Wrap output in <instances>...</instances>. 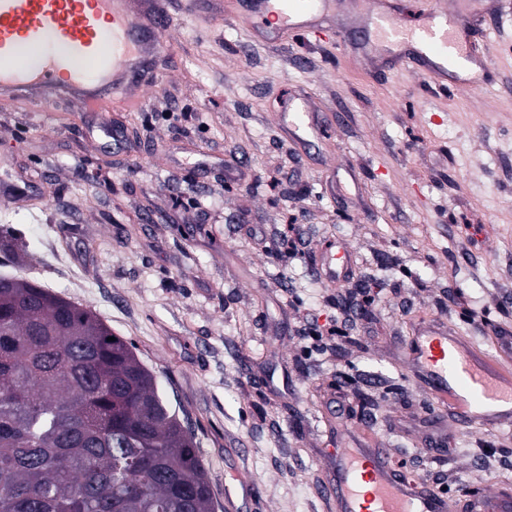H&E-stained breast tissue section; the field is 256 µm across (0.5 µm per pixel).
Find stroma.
Instances as JSON below:
<instances>
[{"label":"stroma","instance_id":"1","mask_svg":"<svg viewBox=\"0 0 512 512\" xmlns=\"http://www.w3.org/2000/svg\"><path fill=\"white\" fill-rule=\"evenodd\" d=\"M466 2L485 18L479 90L437 92L421 70L353 54L354 31L270 44L212 0L190 14L167 0L147 109L103 114L61 97L48 117L0 99V182L26 190L0 197V271L133 343L194 434L216 505L244 472L254 489L241 512H327L323 452L343 416L365 415L393 461L416 462L439 418L399 354L403 298L482 344L512 329V0ZM300 99L324 125L308 145L277 123ZM105 119L118 139L100 132ZM238 157L241 186L224 180ZM292 220L313 250L288 260L276 249ZM330 240L376 296L357 324L360 355L297 333L336 318L315 268ZM391 245L412 278L383 262ZM359 388L377 397L362 413ZM451 432L425 460L449 497L512 486V468L473 466L512 456V425Z\"/></svg>","mask_w":512,"mask_h":512}]
</instances>
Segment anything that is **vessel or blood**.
Instances as JSON below:
<instances>
[{"instance_id":"b4317fda","label":"vessel or blood","mask_w":512,"mask_h":512,"mask_svg":"<svg viewBox=\"0 0 512 512\" xmlns=\"http://www.w3.org/2000/svg\"><path fill=\"white\" fill-rule=\"evenodd\" d=\"M249 28L272 37L316 34L347 17L348 0H242ZM374 24L384 54L404 65L419 64L433 87L449 82L473 89L486 85V60L473 48L476 20L459 0H424L420 20L408 25L399 0H371L365 15ZM164 22L162 0H0V96L38 106L67 91L86 107L102 106L101 86L113 104L143 109L145 90L163 47L153 32ZM49 47L45 63L28 70L18 62L22 47ZM295 143L321 131L306 107L278 116ZM318 267L336 283L351 268L344 247L328 244ZM411 375L424 384L434 406L464 428L491 431L512 423V334L495 339L494 351L456 334L446 320L419 322L403 348ZM334 512H512V489L494 496L470 495L452 503L446 495L408 480L355 419L342 420L337 444L325 457Z\"/></svg>"}]
</instances>
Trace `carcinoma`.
<instances>
[{
	"label": "carcinoma",
	"mask_w": 512,
	"mask_h": 512,
	"mask_svg": "<svg viewBox=\"0 0 512 512\" xmlns=\"http://www.w3.org/2000/svg\"><path fill=\"white\" fill-rule=\"evenodd\" d=\"M92 311L0 274V512H215L157 376Z\"/></svg>",
	"instance_id": "carcinoma-1"
}]
</instances>
